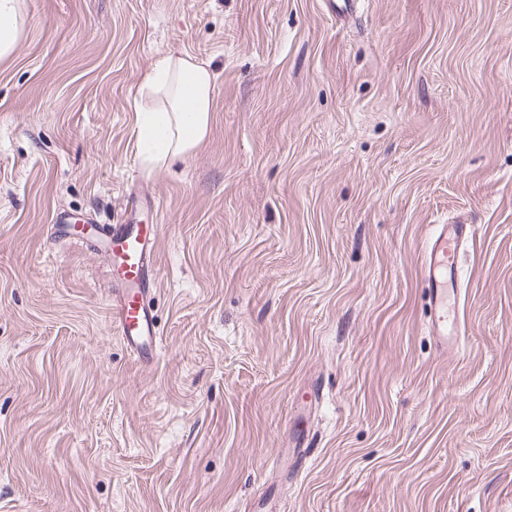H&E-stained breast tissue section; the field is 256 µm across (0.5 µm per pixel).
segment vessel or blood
Instances as JSON below:
<instances>
[{
  "label": "vessel or blood",
  "instance_id": "1",
  "mask_svg": "<svg viewBox=\"0 0 512 512\" xmlns=\"http://www.w3.org/2000/svg\"><path fill=\"white\" fill-rule=\"evenodd\" d=\"M142 193L131 194L120 221L83 228L62 223L60 237L92 239L109 254L118 277L112 282V323L136 360L145 365L158 358L160 342L154 295L157 286V225L138 223L139 213L151 207ZM474 239L473 227L464 221L436 225L422 248L420 279L428 299L427 324L438 350L459 349L463 328L457 259Z\"/></svg>",
  "mask_w": 512,
  "mask_h": 512
}]
</instances>
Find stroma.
I'll return each instance as SVG.
<instances>
[{
	"instance_id": "obj_1",
	"label": "stroma",
	"mask_w": 512,
	"mask_h": 512,
	"mask_svg": "<svg viewBox=\"0 0 512 512\" xmlns=\"http://www.w3.org/2000/svg\"><path fill=\"white\" fill-rule=\"evenodd\" d=\"M0 59V512H512V0H22ZM209 63L203 143L144 163L137 90ZM160 203L162 352L58 241ZM462 217L466 338L418 258ZM302 475L275 465L298 394Z\"/></svg>"
}]
</instances>
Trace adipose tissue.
Wrapping results in <instances>:
<instances>
[{
	"label": "adipose tissue",
	"mask_w": 512,
	"mask_h": 512,
	"mask_svg": "<svg viewBox=\"0 0 512 512\" xmlns=\"http://www.w3.org/2000/svg\"><path fill=\"white\" fill-rule=\"evenodd\" d=\"M213 75L189 56H167L148 75L139 93L136 122L149 167L196 149L209 132Z\"/></svg>",
	"instance_id": "obj_1"
}]
</instances>
